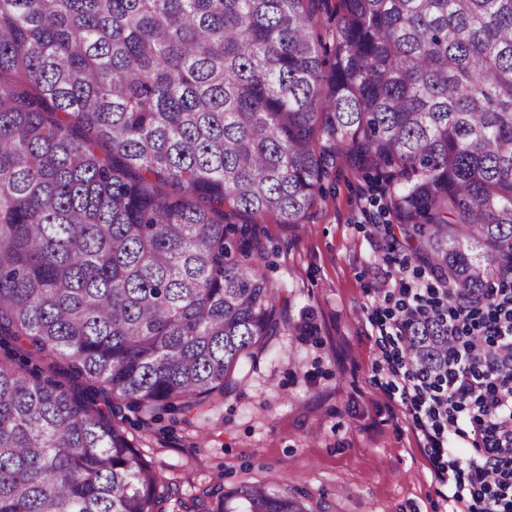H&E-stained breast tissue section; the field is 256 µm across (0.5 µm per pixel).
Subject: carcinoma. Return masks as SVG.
<instances>
[{
    "instance_id": "obj_1",
    "label": "carcinoma",
    "mask_w": 512,
    "mask_h": 512,
    "mask_svg": "<svg viewBox=\"0 0 512 512\" xmlns=\"http://www.w3.org/2000/svg\"><path fill=\"white\" fill-rule=\"evenodd\" d=\"M325 2L0 0V512L183 507L117 411L201 417L291 331L233 220L307 223L339 166L452 298L512 271V0H340L324 40ZM209 512L309 510L247 484Z\"/></svg>"
}]
</instances>
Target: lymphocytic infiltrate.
Returning <instances> with one entry per match:
<instances>
[{
	"label": "lymphocytic infiltrate",
	"instance_id": "f902f5d3",
	"mask_svg": "<svg viewBox=\"0 0 512 512\" xmlns=\"http://www.w3.org/2000/svg\"><path fill=\"white\" fill-rule=\"evenodd\" d=\"M394 286V308L371 306L369 319L386 350L389 390L414 417L448 512H512V275L476 306L403 264ZM428 319L442 322L450 342L436 369L403 350L411 326ZM452 442L467 455L445 457Z\"/></svg>",
	"mask_w": 512,
	"mask_h": 512
}]
</instances>
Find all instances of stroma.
Segmentation results:
<instances>
[{"label": "stroma", "instance_id": "35a3bbf8", "mask_svg": "<svg viewBox=\"0 0 512 512\" xmlns=\"http://www.w3.org/2000/svg\"><path fill=\"white\" fill-rule=\"evenodd\" d=\"M380 195L376 174L343 168L307 224L254 225L295 335L274 340L205 416L171 410L145 426L124 411L129 439L194 512H210L216 489L252 483L300 490L313 512H443L422 439L384 389L366 313L403 254L360 211Z\"/></svg>", "mask_w": 512, "mask_h": 512}]
</instances>
